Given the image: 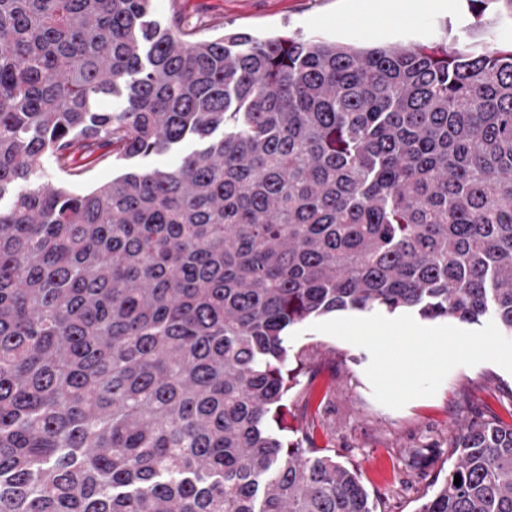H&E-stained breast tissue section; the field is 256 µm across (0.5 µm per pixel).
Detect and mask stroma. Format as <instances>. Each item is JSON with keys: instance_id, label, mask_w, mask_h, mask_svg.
I'll list each match as a JSON object with an SVG mask.
<instances>
[{"instance_id": "1", "label": "stroma", "mask_w": 512, "mask_h": 512, "mask_svg": "<svg viewBox=\"0 0 512 512\" xmlns=\"http://www.w3.org/2000/svg\"><path fill=\"white\" fill-rule=\"evenodd\" d=\"M373 0H152L154 19L180 16L196 38L228 31L258 37L299 34L352 45L440 42L444 31L512 45V10L490 0L474 16L468 0L452 12L382 18ZM86 167L75 189L87 192L130 169L170 168L193 149ZM298 374L286 400L290 430L354 469L376 512H416L446 479L462 425L512 426V337L492 319L433 321L416 313L337 312L288 333ZM414 350L412 371L403 368Z\"/></svg>"}]
</instances>
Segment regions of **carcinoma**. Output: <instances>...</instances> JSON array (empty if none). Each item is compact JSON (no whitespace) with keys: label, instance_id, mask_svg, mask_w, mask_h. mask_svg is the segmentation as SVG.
Masks as SVG:
<instances>
[{"label":"carcinoma","instance_id":"carcinoma-1","mask_svg":"<svg viewBox=\"0 0 512 512\" xmlns=\"http://www.w3.org/2000/svg\"><path fill=\"white\" fill-rule=\"evenodd\" d=\"M150 2L0 0V512H374L283 435L288 331L512 335V47L193 40ZM456 453L416 512H512V427ZM194 148V142L188 141L182 146L169 153L161 155H150L147 157H137L131 160L112 161L103 164H94L85 168L83 176L78 181H70L73 188L87 192L100 184L111 181L131 168H170L179 162L181 156Z\"/></svg>","mask_w":512,"mask_h":512}]
</instances>
